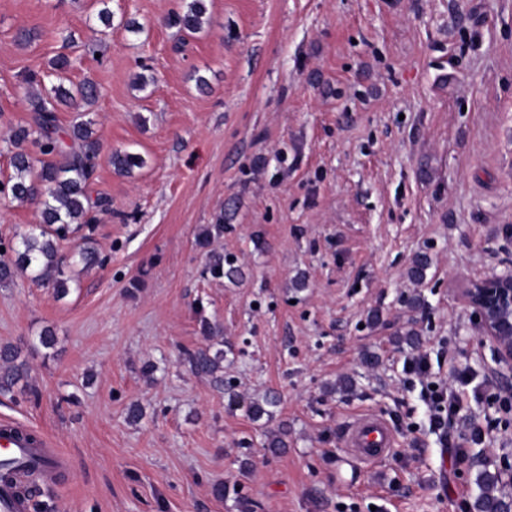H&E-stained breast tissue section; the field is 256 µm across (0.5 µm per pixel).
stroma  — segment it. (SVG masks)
Returning <instances> with one entry per match:
<instances>
[{"label":"stroma","mask_w":512,"mask_h":512,"mask_svg":"<svg viewBox=\"0 0 512 512\" xmlns=\"http://www.w3.org/2000/svg\"><path fill=\"white\" fill-rule=\"evenodd\" d=\"M186 3L0 0V182L12 172L3 137L32 116L25 78L50 92L64 53L67 84L101 90L88 192L108 204L95 213L101 264L69 270L77 290L58 300L24 275L0 285V344L27 341L31 366L26 394H0V418L68 459L29 512H473L478 475L512 461V414L484 399L498 390L493 352L463 301L472 279L512 261V0H206L209 22L190 38L168 23ZM104 7L112 27L98 37ZM115 151L144 164L117 174ZM41 208L0 196V241ZM219 217L233 280L212 278L195 245ZM422 251L431 265L415 285ZM205 318L224 328L238 392L280 395L271 420L228 408L180 363ZM46 327L51 349L37 344ZM410 328L431 380L459 397L463 460L405 384ZM161 360L154 381L141 376ZM364 411L398 436L371 466L343 450ZM489 420L471 444L468 425ZM282 423L288 446L274 454L265 434Z\"/></svg>","instance_id":"1"}]
</instances>
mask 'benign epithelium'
Listing matches in <instances>:
<instances>
[{
	"instance_id": "benign-epithelium-1",
	"label": "benign epithelium",
	"mask_w": 512,
	"mask_h": 512,
	"mask_svg": "<svg viewBox=\"0 0 512 512\" xmlns=\"http://www.w3.org/2000/svg\"><path fill=\"white\" fill-rule=\"evenodd\" d=\"M464 301L472 309L489 342L497 368L493 374L503 391H512V267L490 272L471 281ZM499 483L512 512V464L504 461L498 473Z\"/></svg>"
}]
</instances>
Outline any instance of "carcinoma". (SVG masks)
<instances>
[{"mask_svg": "<svg viewBox=\"0 0 512 512\" xmlns=\"http://www.w3.org/2000/svg\"><path fill=\"white\" fill-rule=\"evenodd\" d=\"M172 24L186 35L191 36L203 30L206 24L204 0H190L186 9L174 14ZM50 75L58 80L52 94L37 96L33 101L34 115L30 122L19 125L11 131L7 142L12 147L11 166L13 173L8 181L0 185V192L20 204L44 197L41 221L16 235V242L9 246V252L0 259V282L13 280L20 274H27L38 284H48L58 299L65 298L71 290L73 279L67 275L70 266L79 262L84 265L98 264L101 258L93 246L91 233L95 218L92 210L102 208V200L91 201L86 186L98 162L99 138L95 136V120L83 112L77 116L70 128V142L63 141L58 134L56 112L61 104L74 106L80 102L93 103L99 96L97 86L85 82L72 89L63 86L65 74L71 69L72 61L61 55L53 59ZM38 148L34 156L26 144ZM111 163L119 173H128L134 167L144 164L143 159L127 152H115ZM224 234V215L216 218L199 234L197 245L207 251V272L214 278H234L238 270L224 269V255L209 250L212 241ZM80 237L83 246L72 254L63 252V243ZM430 257L417 254L408 268V279L414 284L423 282ZM204 325L205 343L192 351L183 352V361L191 373L209 379L213 385L228 396L229 405L243 407L249 418L259 421L273 417V408L280 403L278 397L266 393L260 398L245 399L236 391V385L224 378V336L221 328L201 318ZM25 343L0 345V393L15 390L25 393L28 389L30 364L24 355ZM287 425L266 434L265 447L277 450L288 447ZM479 494L474 512H496L504 505L500 500V488L496 474L489 471L480 473L477 479Z\"/></svg>", "mask_w": 512, "mask_h": 512, "instance_id": "1", "label": "carcinoma"}]
</instances>
